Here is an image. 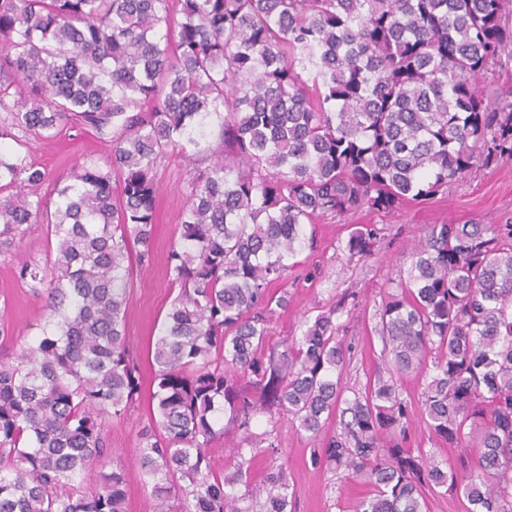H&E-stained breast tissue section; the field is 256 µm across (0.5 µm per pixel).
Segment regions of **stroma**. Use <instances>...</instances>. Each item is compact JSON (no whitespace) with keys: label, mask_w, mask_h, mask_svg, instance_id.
I'll use <instances>...</instances> for the list:
<instances>
[{"label":"stroma","mask_w":512,"mask_h":512,"mask_svg":"<svg viewBox=\"0 0 512 512\" xmlns=\"http://www.w3.org/2000/svg\"><path fill=\"white\" fill-rule=\"evenodd\" d=\"M28 149L48 175L38 194L50 206L56 202L54 182L71 183L75 162L91 159L101 163L110 154L108 143L67 127L53 139L31 141ZM156 180L152 261L134 271L127 320V342L137 354L147 382L153 374L148 350L177 294L167 276L166 259L179 237V216L187 200L189 168L185 159L178 154L167 157L157 168ZM363 224L379 228L380 242L374 254L359 260L349 257L345 243L350 231ZM430 224H512V162L475 168L432 200L409 201L390 213L363 211L318 221L317 245L304 251L301 258L321 269L322 275L312 284L289 281L291 305L288 311L278 312L269 325L271 346L281 347L283 341L300 336L305 319L344 302V295H354V302H344L338 320L352 345L346 381L350 387L363 388L381 367V342L374 331L376 311L385 294L395 288L400 270L408 267L412 243ZM46 317L45 301L31 295L15 277L10 260L0 257V346L9 353H19L33 340ZM151 409L150 397L142 396L127 417L110 424L112 457L127 464L126 512H154L153 500L132 461V451ZM254 430L273 431L279 441V457L288 465L293 490V512H354L356 502L366 496L368 488L362 482L338 480L326 468L311 465L310 455L319 447V439L297 433L284 420L272 424L262 419Z\"/></svg>","instance_id":"1"}]
</instances>
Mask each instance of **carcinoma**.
Returning <instances> with one entry per match:
<instances>
[{"mask_svg": "<svg viewBox=\"0 0 512 512\" xmlns=\"http://www.w3.org/2000/svg\"><path fill=\"white\" fill-rule=\"evenodd\" d=\"M509 0H0V256L39 297L42 334L0 354V512H125L126 466L109 421L142 397L126 338L133 267L150 264L156 169L191 168L179 288L152 343V413L134 450L154 512H290L283 467L260 415L318 437L311 460L368 484L356 512H426V494L471 512H512V228L432 224L376 311L386 374L344 381L348 346L333 308L280 358L268 325L288 309V272L319 217L427 201L482 160L512 161V94L484 76L512 62ZM112 146L49 210L24 151L64 126ZM219 127V143L207 140ZM46 225L55 257L18 251ZM379 232L356 228L349 257ZM422 380L433 436L458 448L441 468L403 447ZM243 447L228 475L210 448Z\"/></svg>", "mask_w": 512, "mask_h": 512, "instance_id": "1", "label": "carcinoma"}]
</instances>
